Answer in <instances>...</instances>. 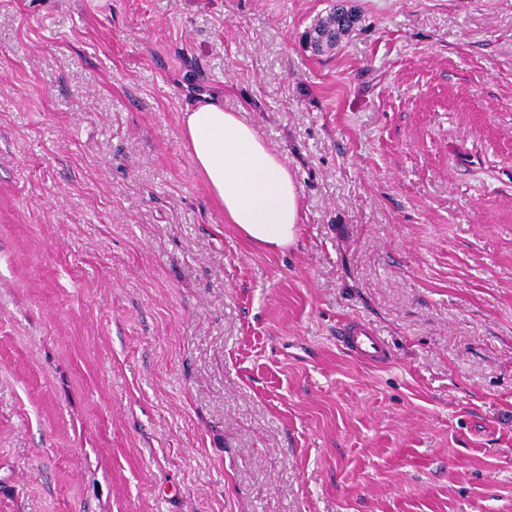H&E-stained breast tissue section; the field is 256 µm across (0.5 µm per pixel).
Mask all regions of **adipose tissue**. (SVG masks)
<instances>
[{"mask_svg": "<svg viewBox=\"0 0 512 512\" xmlns=\"http://www.w3.org/2000/svg\"><path fill=\"white\" fill-rule=\"evenodd\" d=\"M186 148L228 223L269 251L293 244L301 196L287 165L236 113L213 100L182 115Z\"/></svg>", "mask_w": 512, "mask_h": 512, "instance_id": "obj_1", "label": "adipose tissue"}]
</instances>
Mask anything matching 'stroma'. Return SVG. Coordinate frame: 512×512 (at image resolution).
Listing matches in <instances>:
<instances>
[{
    "mask_svg": "<svg viewBox=\"0 0 512 512\" xmlns=\"http://www.w3.org/2000/svg\"><path fill=\"white\" fill-rule=\"evenodd\" d=\"M0 0V512H512V0ZM294 173L269 252L182 138ZM358 317L390 344L336 345ZM325 15L318 17L305 32V40L317 53L330 52L360 22V14L355 6L344 0L333 1ZM182 127L187 151L227 222L267 251L293 244L302 217L300 191L255 129L209 98L183 113ZM336 341L362 362L382 367L392 360L389 344L364 320L351 318L336 330Z\"/></svg>",
    "mask_w": 512,
    "mask_h": 512,
    "instance_id": "1",
    "label": "stroma"
}]
</instances>
